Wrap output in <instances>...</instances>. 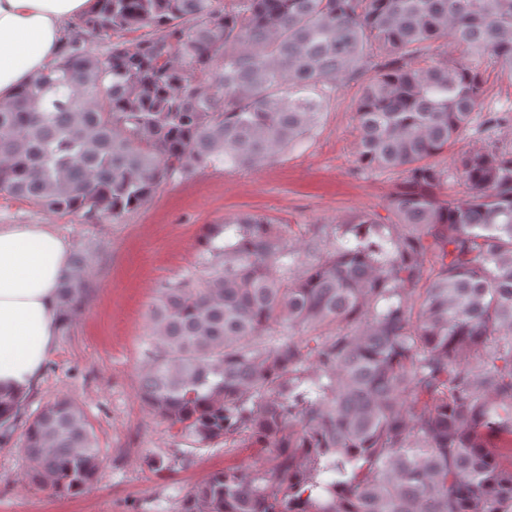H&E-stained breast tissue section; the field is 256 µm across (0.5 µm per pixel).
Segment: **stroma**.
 I'll return each instance as SVG.
<instances>
[{
  "instance_id": "1",
  "label": "stroma",
  "mask_w": 512,
  "mask_h": 512,
  "mask_svg": "<svg viewBox=\"0 0 512 512\" xmlns=\"http://www.w3.org/2000/svg\"><path fill=\"white\" fill-rule=\"evenodd\" d=\"M359 87L344 84L303 147L250 171L209 168L161 184L141 209L120 220L87 223L0 197V224H48L72 250L91 256L89 295L68 334L58 335L42 384L27 397L28 411L65 396L81 405L102 456L96 482L74 499H53L26 476L18 443L0 447V512H179L187 492L212 472L271 466L268 453L214 444L192 447L154 417L138 398L145 363L149 310L163 285L187 275L203 278L197 244L204 225L252 212L288 227L290 243L313 261L336 242L334 228L357 212L388 217V199L401 176L356 173ZM497 145L512 149V125L486 124L475 113L459 141L437 163L448 172L449 195L467 188L456 168L460 154ZM170 467H151L155 456Z\"/></svg>"
}]
</instances>
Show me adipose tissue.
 Instances as JSON below:
<instances>
[{
    "label": "adipose tissue",
    "mask_w": 512,
    "mask_h": 512,
    "mask_svg": "<svg viewBox=\"0 0 512 512\" xmlns=\"http://www.w3.org/2000/svg\"><path fill=\"white\" fill-rule=\"evenodd\" d=\"M89 0H0V100L59 52L64 24ZM69 244L42 224L0 225V389H37L60 325Z\"/></svg>",
    "instance_id": "obj_1"
}]
</instances>
